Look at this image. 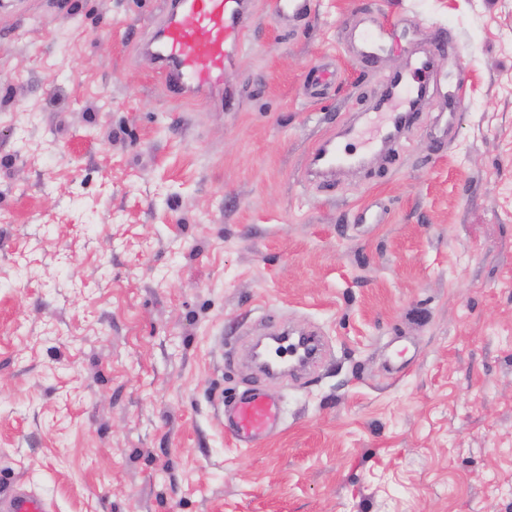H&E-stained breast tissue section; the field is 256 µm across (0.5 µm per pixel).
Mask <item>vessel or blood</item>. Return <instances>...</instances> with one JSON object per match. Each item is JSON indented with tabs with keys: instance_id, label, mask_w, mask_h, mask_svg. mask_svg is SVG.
<instances>
[{
	"instance_id": "obj_1",
	"label": "vessel or blood",
	"mask_w": 512,
	"mask_h": 512,
	"mask_svg": "<svg viewBox=\"0 0 512 512\" xmlns=\"http://www.w3.org/2000/svg\"><path fill=\"white\" fill-rule=\"evenodd\" d=\"M311 0H272L275 18L304 20ZM250 0H168L167 9L145 44L164 77L167 94L175 100L220 97L224 71L241 51L246 38ZM383 29L360 39L357 57L374 64L385 46ZM432 68L431 57L420 60L409 75L390 81L389 100H401L399 109L386 113L378 137H385L399 123L410 122L423 98ZM348 151L334 137L322 139L311 154L310 170L319 177L333 175L337 161ZM224 433L237 447L256 448L278 432L283 423L280 399L259 390H246L221 401ZM0 512H47L46 502L34 492L15 488L0 494Z\"/></svg>"
}]
</instances>
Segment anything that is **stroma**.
Returning a JSON list of instances; mask_svg holds the SVG:
<instances>
[{
	"label": "stroma",
	"instance_id": "obj_1",
	"mask_svg": "<svg viewBox=\"0 0 512 512\" xmlns=\"http://www.w3.org/2000/svg\"><path fill=\"white\" fill-rule=\"evenodd\" d=\"M252 0L235 102L167 95L164 0H0V491L49 512H512V0ZM394 48L361 65L362 27ZM428 104L311 182L438 28ZM336 79L318 98L314 69ZM382 214L363 224L364 207ZM311 372L255 375L268 327ZM279 397L260 447L220 397ZM311 0H273L271 9L275 18L283 21H302L310 12ZM357 155L355 151L336 145L334 136L322 139L311 154L310 170L319 177L333 175L337 161L344 156Z\"/></svg>",
	"mask_w": 512,
	"mask_h": 512
}]
</instances>
